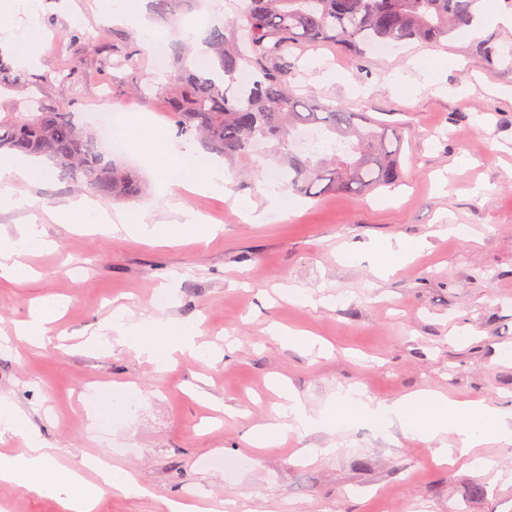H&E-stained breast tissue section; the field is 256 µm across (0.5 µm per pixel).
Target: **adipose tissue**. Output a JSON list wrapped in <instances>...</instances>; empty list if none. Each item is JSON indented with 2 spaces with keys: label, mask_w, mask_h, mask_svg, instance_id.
Wrapping results in <instances>:
<instances>
[{
  "label": "adipose tissue",
  "mask_w": 512,
  "mask_h": 512,
  "mask_svg": "<svg viewBox=\"0 0 512 512\" xmlns=\"http://www.w3.org/2000/svg\"><path fill=\"white\" fill-rule=\"evenodd\" d=\"M98 2L113 21L136 28L150 53L167 54L168 47L159 39L150 19L149 0ZM39 10L40 0H0V45L14 50L17 66L25 68L37 64L45 51ZM112 128L127 140L131 151L150 166L160 183L168 185L176 176L184 175L188 178V191L220 193L227 190L231 178L223 165L207 157L195 144L171 142L166 132L149 117L118 112L112 117ZM48 177L47 167L33 158L0 156V210L31 208L30 199L17 196L16 184H37ZM175 211L177 222L166 224L155 220L149 210L131 213L118 208L110 212L82 196L54 209L51 217L56 223L71 225L78 232L121 231L146 244L165 242L177 234L197 235L201 223L199 215L182 204L177 205ZM50 246L38 224L32 221L21 225L18 237L0 236V278L14 281L28 278L32 270L20 262V255L40 252ZM58 308V302L53 299L39 302L25 319L14 323L13 338L27 346L44 345ZM200 334L198 322L192 319L163 321L145 316L131 323L121 308L113 310L109 318L100 322L97 331L99 339L116 336L118 344L160 368L168 365L177 352L207 355V348L198 341ZM278 391L280 401L274 410L275 421L251 431L255 447L276 446L291 430L299 433L345 431L358 418L372 424L381 436L388 437L397 431L434 444L438 457L448 463L466 457L472 448L490 438L512 443V408L457 401L427 390L413 391L391 402H377L363 391L351 388L337 393L322 410L313 413L286 384H279ZM0 430L22 437L26 444L23 452L0 459V482L55 499L60 512H95L109 489L129 495L145 492L133 474L101 459L92 462L100 474L95 483L85 480L81 468H57L50 449L38 439L27 416L5 402H0Z\"/></svg>",
  "instance_id": "ef3b65f1"
}]
</instances>
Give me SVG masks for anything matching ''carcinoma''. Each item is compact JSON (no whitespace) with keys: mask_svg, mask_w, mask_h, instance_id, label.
I'll return each instance as SVG.
<instances>
[{"mask_svg":"<svg viewBox=\"0 0 512 512\" xmlns=\"http://www.w3.org/2000/svg\"><path fill=\"white\" fill-rule=\"evenodd\" d=\"M186 0H151L161 20H175ZM240 15L207 30L204 53L215 70L205 78L191 67L192 48L177 46L165 84H138L136 94L164 100L180 137L199 141L228 161L270 144L279 174L292 193L319 198L354 195L394 184L400 174L397 132L333 103L308 99L291 87V51L304 45H340L359 58L368 49L403 41L440 43L463 33L482 0H244ZM76 70L55 75L18 74L0 50V97L27 91L24 108L0 111V154L51 161L59 176L81 192L130 202L146 184L106 151L97 127L64 103L38 97L49 82H68Z\"/></svg>","mask_w":512,"mask_h":512,"instance_id":"cac0c4a2","label":"carcinoma"}]
</instances>
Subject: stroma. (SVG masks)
I'll return each instance as SVG.
<instances>
[{
	"mask_svg": "<svg viewBox=\"0 0 512 512\" xmlns=\"http://www.w3.org/2000/svg\"><path fill=\"white\" fill-rule=\"evenodd\" d=\"M242 0H189L182 15L161 23L171 44L183 26L218 11L232 18ZM40 22L50 44L37 69L76 68L78 83L52 82L47 100L72 103L86 115L125 104L171 130L161 99L144 102L131 89L159 74L136 32L114 24L97 0H42ZM103 31L97 49L71 39L73 30ZM137 52L138 69L108 78L99 67L112 53V33ZM495 48L487 58L486 48ZM439 59L434 81L412 88L416 64ZM301 92L361 112L401 134L399 182L363 195L318 199L284 192L275 219L245 221L241 204L269 206L265 189L273 161L253 154L225 169L227 193L182 194L151 187L129 211L150 209L169 223L171 204L185 202L205 223L206 241L175 239L148 246L124 235L79 234L44 218L72 197L58 175L19 186L36 199L42 229L54 248L26 262L35 271L19 283L0 280V337L37 300L59 297L67 307L53 336L65 339L32 352L0 340V399L28 417L57 464L73 467L105 457L132 472L144 495H105L96 512H161L165 498L192 497L204 512H512V444L488 440L475 448L483 470L441 463L433 447L367 424L344 432L288 434L278 446L255 450L252 427L271 422L278 401L271 380H287L317 412L346 388L378 401L420 389L462 401L512 406V31L496 26L441 44L405 41L368 50L361 59L324 45L290 56ZM340 78L325 82L324 72ZM460 224L475 239L445 235ZM405 237L423 248L389 275L377 271L382 244ZM83 262L74 279L71 261ZM168 284L170 302L155 294ZM296 287L311 302L289 301ZM119 304L143 314L195 318L215 359L179 356L166 371L126 347L92 344L87 334ZM280 325L305 330L327 348L298 351L273 339ZM133 383L138 398L127 416L107 426L108 444L89 436L83 391ZM318 449L316 459L304 457ZM260 458L251 467V458ZM486 485L484 497L469 490Z\"/></svg>",
	"mask_w": 512,
	"mask_h": 512,
	"instance_id": "stroma-1",
	"label": "stroma"
}]
</instances>
